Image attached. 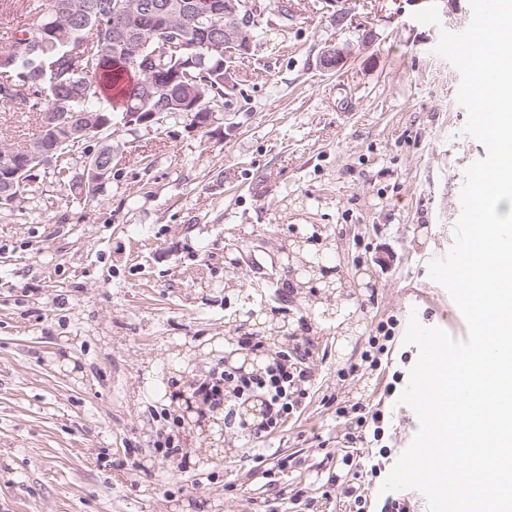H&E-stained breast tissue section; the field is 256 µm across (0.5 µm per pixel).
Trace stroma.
<instances>
[{
	"instance_id": "obj_1",
	"label": "stroma",
	"mask_w": 512,
	"mask_h": 512,
	"mask_svg": "<svg viewBox=\"0 0 512 512\" xmlns=\"http://www.w3.org/2000/svg\"><path fill=\"white\" fill-rule=\"evenodd\" d=\"M264 5L237 95L209 128L114 127L112 178L96 199L40 177L0 209V512H356V471L370 512L390 498L428 512L419 491L379 489L418 428L396 396L419 355L404 341L410 315L467 335L429 264L451 249L465 171L486 155L464 130L459 71L434 52L441 30L467 23L469 0ZM337 8L356 27L336 26ZM331 42L350 47L337 73L319 65ZM312 224L342 245L331 265L370 275L341 304L352 330L278 293L267 264L225 267L230 240ZM229 277L298 319L308 396L266 439V464L230 427L229 453L180 472L157 434L183 449L199 441L158 417L170 399L157 376L218 366L186 345L235 335L243 300ZM387 322L388 364L374 370L368 338ZM358 402L382 411L381 446L352 439Z\"/></svg>"
}]
</instances>
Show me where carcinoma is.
<instances>
[{
    "label": "carcinoma",
    "instance_id": "1",
    "mask_svg": "<svg viewBox=\"0 0 512 512\" xmlns=\"http://www.w3.org/2000/svg\"><path fill=\"white\" fill-rule=\"evenodd\" d=\"M22 8L37 21L15 28L13 43L26 41L36 29V40L7 67L0 66V97L33 115L38 132L30 146L13 155L12 168L0 170V205L13 206L11 175L21 170L36 179L51 176L62 189L86 188L97 194L102 185L60 178L47 161L48 154L80 141L112 136L113 116L126 112H176L188 127L203 125L206 108L201 94L211 99L224 93V48L208 43L212 33L224 28V0H177L181 9L163 5L141 11L135 34L128 41L114 37L112 4L116 0H21ZM171 35L199 41L194 61L179 52L156 57L151 76L171 84L166 100L147 95V76L140 58L152 52L148 39L166 29Z\"/></svg>",
    "mask_w": 512,
    "mask_h": 512
}]
</instances>
